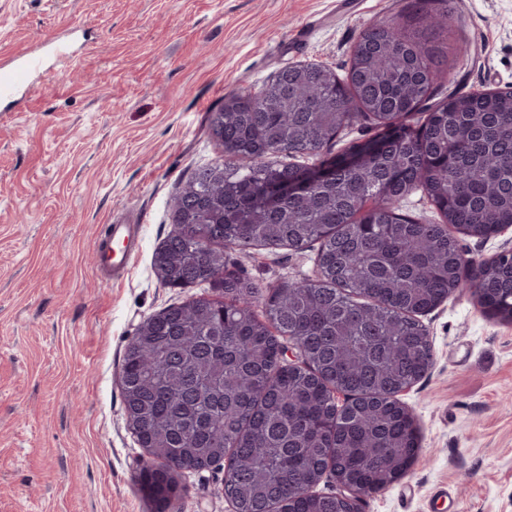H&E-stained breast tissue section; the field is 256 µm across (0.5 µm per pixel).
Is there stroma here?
<instances>
[{
    "label": "stroma",
    "instance_id": "obj_1",
    "mask_svg": "<svg viewBox=\"0 0 512 512\" xmlns=\"http://www.w3.org/2000/svg\"><path fill=\"white\" fill-rule=\"evenodd\" d=\"M415 0H0V61L68 36L73 63L0 105V512H149L145 454L121 396L125 346L148 316L206 287L164 285L153 254L174 231L170 201L224 162L208 118L282 67L345 75L361 32ZM448 67L429 101L512 91V0H448ZM142 227L122 278L94 246ZM317 246L235 247L228 270L264 288L319 276ZM433 365L403 401L420 449L363 512H512V323L458 293L420 318ZM224 471L184 475L170 512H234Z\"/></svg>",
    "mask_w": 512,
    "mask_h": 512
}]
</instances>
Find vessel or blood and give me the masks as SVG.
<instances>
[{"mask_svg": "<svg viewBox=\"0 0 512 512\" xmlns=\"http://www.w3.org/2000/svg\"><path fill=\"white\" fill-rule=\"evenodd\" d=\"M49 54L30 52L0 64V100L13 98L19 91H31L33 77L44 71L47 58L62 63H72L73 51L68 38L50 40ZM141 240V227L137 224H116L107 240L97 246V262L100 267L111 269L113 275L124 274Z\"/></svg>", "mask_w": 512, "mask_h": 512, "instance_id": "obj_1", "label": "vessel or blood"}]
</instances>
